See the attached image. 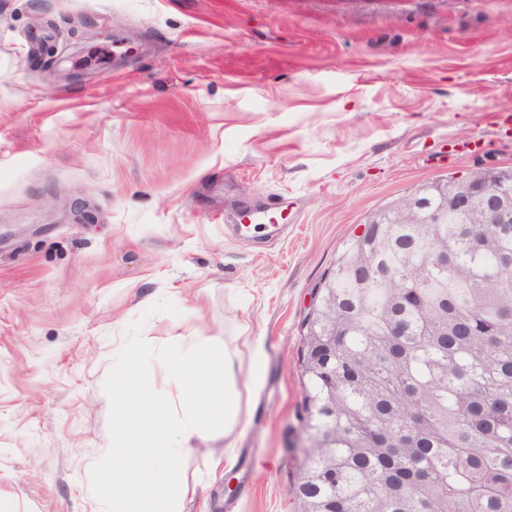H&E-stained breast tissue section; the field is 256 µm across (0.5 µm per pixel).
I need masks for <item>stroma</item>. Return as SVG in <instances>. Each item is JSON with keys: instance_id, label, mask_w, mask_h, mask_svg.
Returning <instances> with one entry per match:
<instances>
[{"instance_id": "stroma-1", "label": "stroma", "mask_w": 512, "mask_h": 512, "mask_svg": "<svg viewBox=\"0 0 512 512\" xmlns=\"http://www.w3.org/2000/svg\"><path fill=\"white\" fill-rule=\"evenodd\" d=\"M504 113L512 0H0V512H105L103 382L140 317L239 354L181 512H299L313 289L396 198L512 170Z\"/></svg>"}]
</instances>
